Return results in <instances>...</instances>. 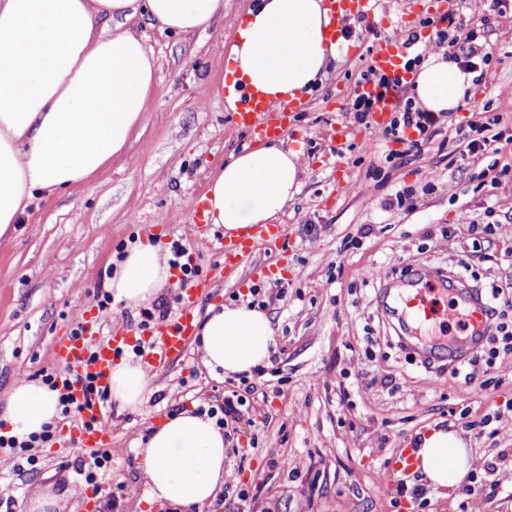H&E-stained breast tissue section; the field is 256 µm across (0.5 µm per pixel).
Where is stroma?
<instances>
[{
	"instance_id": "35a3bbf8",
	"label": "stroma",
	"mask_w": 512,
	"mask_h": 512,
	"mask_svg": "<svg viewBox=\"0 0 512 512\" xmlns=\"http://www.w3.org/2000/svg\"><path fill=\"white\" fill-rule=\"evenodd\" d=\"M250 2L224 0L223 16L204 32L135 21L156 63L142 132L94 183L38 198L0 240V396L21 379L40 383V371L54 367V338L70 332L87 306L99 309L100 341L125 320L140 322L139 310L98 306L111 259L139 237L167 246L179 240L196 249L200 274L212 279L199 316L213 305L242 302L254 285L285 290L266 306L275 348L255 380V431L233 441L245 457L227 459L248 496L220 497L195 512H401L395 485L380 484L377 473L431 427L457 431L476 465L497 464L499 485L478 483L484 510L512 512V427L493 419L512 399V354L500 357L483 382L452 376L431 326L402 323L396 311L404 281L417 271L448 277L466 260L471 287L512 284V195L492 184L512 167V144L471 155L460 131L487 115L512 135V0L503 17L488 0H455L454 26L478 31L489 65L477 84L478 110L442 117L429 151L410 153L394 141L364 149L377 131L355 125L344 157L333 154L325 133L352 102L365 49L378 37L336 61L288 135L301 143L309 169L280 218L287 252L261 241L239 267L224 271L216 251L224 231L199 223L192 202L246 138L218 89L231 25ZM434 2L382 0L381 35H427L421 17ZM404 187L415 191L413 206L393 205ZM274 258L283 268L277 280L257 275V265ZM152 381L155 391L138 411L109 410L112 469L100 490H85L95 496L96 512H106L110 491L114 512H183L148 503L137 450L151 425L185 408L218 407L239 384L205 368L194 344ZM57 426L55 439L38 449L35 470L0 475V494L13 496L14 512H26L32 490L49 483L64 494L60 512H78L73 490L87 454L69 443L67 421ZM274 454L292 458L297 473L270 466Z\"/></svg>"
}]
</instances>
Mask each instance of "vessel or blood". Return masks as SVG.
Here are the masks:
<instances>
[{
	"label": "vessel or blood",
	"instance_id": "vessel-or-blood-1",
	"mask_svg": "<svg viewBox=\"0 0 512 512\" xmlns=\"http://www.w3.org/2000/svg\"><path fill=\"white\" fill-rule=\"evenodd\" d=\"M329 3L334 29L339 35H346L351 20L355 18L363 20L366 28L373 31L379 30L383 25L384 16L379 9L378 0H329ZM405 56L403 44L386 39L370 52L366 64L404 82L409 78L403 67ZM357 91L372 98L371 123L378 127L383 126L386 116L394 112L400 102V93L395 88L383 89L364 83L358 85ZM221 92L225 97L232 99L236 123L252 141L274 139L290 131L302 106L301 100L298 99L274 103L239 85L222 87ZM251 245L252 239L247 233L233 241L221 243V267H237L242 255L250 251ZM210 288L211 280L207 277L197 278L182 288L181 306L175 319L155 324L146 341L143 357L148 368L173 364L184 355L196 330L195 305L208 294ZM448 292L454 293L456 304L461 309V331L470 340L482 339L485 335V304L479 295L467 288L452 289L444 282L432 284L418 289L407 306L413 309L415 318L430 319L433 315V296ZM91 342L90 336L86 334H69L57 338L52 346L55 364L61 368L71 369L75 374L81 372V363L86 357L87 345ZM136 343L134 330L122 325L113 328L111 336L106 340L95 344V360L90 370L96 374L99 385H108L114 359ZM100 415L99 405H92L83 409L71 425L73 433L85 451L99 450L106 447L109 442L108 429L106 425L100 424Z\"/></svg>",
	"mask_w": 512,
	"mask_h": 512
}]
</instances>
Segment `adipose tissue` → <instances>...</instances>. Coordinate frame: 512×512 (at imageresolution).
<instances>
[{"instance_id":"obj_1","label":"adipose tissue","mask_w":512,"mask_h":512,"mask_svg":"<svg viewBox=\"0 0 512 512\" xmlns=\"http://www.w3.org/2000/svg\"><path fill=\"white\" fill-rule=\"evenodd\" d=\"M223 9L224 0H0V238L37 194L91 184L143 125L156 66L132 22L204 32ZM331 20L326 0H254L234 28L226 74L271 101L297 98L347 53ZM410 85L426 111L453 112L470 106L475 76L440 50ZM301 156L279 141L231 154L208 180V223L232 239L276 222L299 192ZM170 278L163 246L140 240L116 261L109 290L132 310L155 300ZM273 346L268 314L245 304L210 308L200 328L203 365L228 377L268 364ZM153 392L142 364L113 366L110 395L119 409L138 410ZM59 414L56 392L24 380L0 400V421L20 440ZM138 454L150 500L192 512L224 484V433L207 415L167 416ZM416 457L423 483L442 497L471 470L462 438L442 428L421 436Z\"/></svg>"}]
</instances>
